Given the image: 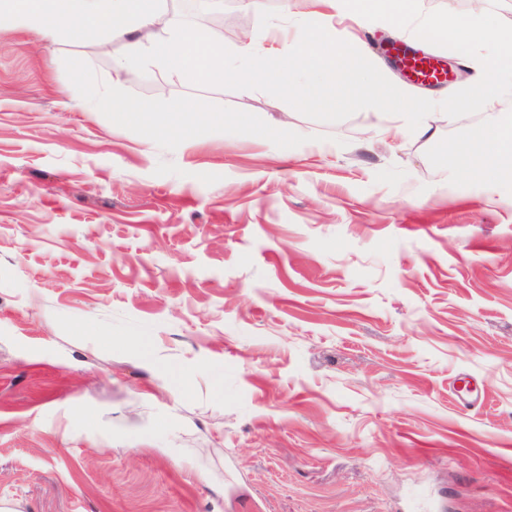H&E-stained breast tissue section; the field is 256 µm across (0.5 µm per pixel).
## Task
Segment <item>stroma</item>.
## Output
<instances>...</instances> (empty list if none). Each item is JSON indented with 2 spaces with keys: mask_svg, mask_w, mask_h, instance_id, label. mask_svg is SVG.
Returning a JSON list of instances; mask_svg holds the SVG:
<instances>
[{
  "mask_svg": "<svg viewBox=\"0 0 512 512\" xmlns=\"http://www.w3.org/2000/svg\"><path fill=\"white\" fill-rule=\"evenodd\" d=\"M497 50L512 0H420ZM308 0H227L262 37ZM386 24L346 22L372 75ZM124 43H44L0 17V502L13 512H512V191L458 173L512 93L376 135L238 76L149 63L88 112ZM403 84V83H400ZM449 102L460 82L405 83ZM190 95L224 123L151 132ZM287 135H279V123ZM194 373L191 391L181 372Z\"/></svg>",
  "mask_w": 512,
  "mask_h": 512,
  "instance_id": "stroma-1",
  "label": "stroma"
}]
</instances>
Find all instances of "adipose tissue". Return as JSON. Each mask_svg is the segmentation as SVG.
<instances>
[{
	"label": "adipose tissue",
	"instance_id": "1",
	"mask_svg": "<svg viewBox=\"0 0 512 512\" xmlns=\"http://www.w3.org/2000/svg\"><path fill=\"white\" fill-rule=\"evenodd\" d=\"M315 10L298 20L299 37L289 56L248 41L236 50L243 60L241 75L256 86H274L281 93H294L303 102L329 109H344L366 100L380 105L401 99L398 91L379 88L375 78L364 72L363 61L348 54L335 41L315 34L324 22L343 9L355 12L359 20L383 17L398 19L406 33L418 30L446 32L449 46L477 40L486 17L475 14L466 32L449 31L439 18L418 12L417 0H314ZM0 15L17 27L46 40L62 31L84 37L100 28L112 36L127 37L132 25L158 27L161 39L142 43L128 39L126 49L115 58L113 69L122 73L143 59H150L164 70L191 84H220L229 69L224 55L223 35L198 27H180L167 18L160 0H0ZM476 81L455 96L449 109L469 110L474 104H491L512 86V54L491 53L475 58ZM203 102L177 100L169 104L152 122L155 131L181 136L193 131L201 121L214 120ZM455 169L477 172L496 183L512 182V122L482 123L472 126L466 138L449 154Z\"/></svg>",
	"mask_w": 512,
	"mask_h": 512
}]
</instances>
